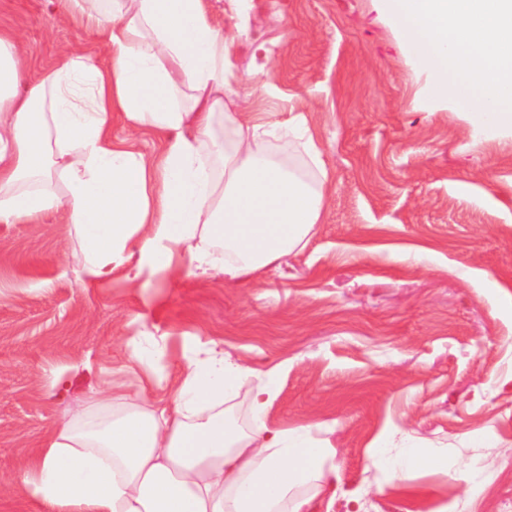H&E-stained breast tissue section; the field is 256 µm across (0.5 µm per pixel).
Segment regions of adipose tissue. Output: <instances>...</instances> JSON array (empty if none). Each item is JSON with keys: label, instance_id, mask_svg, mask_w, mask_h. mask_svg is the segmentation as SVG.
<instances>
[{"label": "adipose tissue", "instance_id": "ef3b65f1", "mask_svg": "<svg viewBox=\"0 0 512 512\" xmlns=\"http://www.w3.org/2000/svg\"><path fill=\"white\" fill-rule=\"evenodd\" d=\"M67 20L105 51L60 48L34 82L17 31L0 28V224L61 214L91 288L143 274L236 280L296 250L318 224L323 181L283 158L300 143L288 122L242 120L227 72L230 37L204 0H67ZM162 138L147 158L113 139V117ZM279 142V157L268 153ZM169 404L126 407L118 384L64 415L46 450L14 478L48 512H309L300 490L329 481L328 445L311 428L266 421L276 376L213 347L184 357ZM250 394L254 427L241 433L223 405ZM436 457L374 448L371 469L401 478Z\"/></svg>", "mask_w": 512, "mask_h": 512}]
</instances>
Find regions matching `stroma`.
<instances>
[{"mask_svg": "<svg viewBox=\"0 0 512 512\" xmlns=\"http://www.w3.org/2000/svg\"><path fill=\"white\" fill-rule=\"evenodd\" d=\"M230 36L242 120L298 117L327 171L305 245L234 282H78L71 225L0 224V512H37L12 481L62 414L108 382L167 401L186 342L216 343L257 378L270 423L308 425L338 465L316 512H456L454 470L476 462L471 512H512V136L430 99L374 0H205ZM64 0H0L32 70L61 46L97 54ZM245 38H237V28ZM262 88L252 92L249 75ZM167 336L159 375L128 344ZM438 456L397 481L369 471L377 436Z\"/></svg>", "mask_w": 512, "mask_h": 512, "instance_id": "stroma-1", "label": "stroma"}]
</instances>
